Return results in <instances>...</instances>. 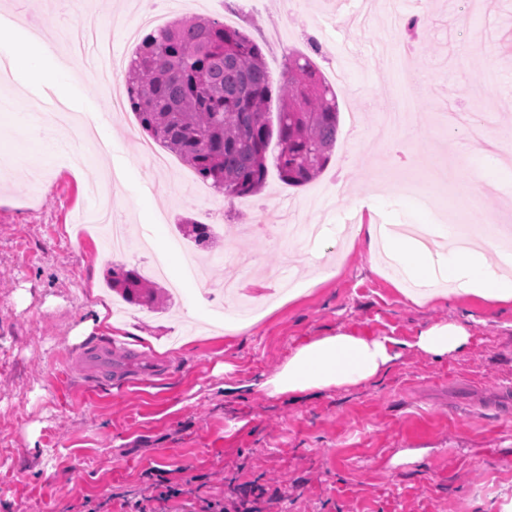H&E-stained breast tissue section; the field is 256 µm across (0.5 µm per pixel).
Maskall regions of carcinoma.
I'll return each instance as SVG.
<instances>
[{
  "label": "carcinoma",
  "mask_w": 512,
  "mask_h": 512,
  "mask_svg": "<svg viewBox=\"0 0 512 512\" xmlns=\"http://www.w3.org/2000/svg\"><path fill=\"white\" fill-rule=\"evenodd\" d=\"M125 87L142 130L229 201L264 186L271 142L273 164L290 186L319 177L336 146L337 93L314 60L291 54L276 86L260 44L217 19L182 20L146 35ZM274 97L281 107L273 124ZM214 237L210 225L192 224L196 246L206 249ZM111 278L126 303H151L154 292L138 270L114 265Z\"/></svg>",
  "instance_id": "carcinoma-1"
}]
</instances>
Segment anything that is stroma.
Wrapping results in <instances>:
<instances>
[{"mask_svg":"<svg viewBox=\"0 0 512 512\" xmlns=\"http://www.w3.org/2000/svg\"><path fill=\"white\" fill-rule=\"evenodd\" d=\"M252 4L178 0L167 18L204 15L245 31L261 41L277 81L308 37L322 44L315 62L337 92L340 123L325 172L308 185H287L272 170L261 192L228 201L179 158L154 166L134 113L109 112L96 79L80 80L65 103L83 129L112 124L110 140L75 141L81 164L38 154L16 126L0 123V158L36 167L31 180L0 177V512H208L225 498L246 499L253 512H512V431L504 427L512 412L502 402L512 388V303L450 295L445 280L438 297L415 302L377 264L367 235L336 232L356 197L373 194L376 223H441L396 191L431 155L449 162L433 188L439 197L452 199L467 170L497 184L456 212V223L512 221V141L503 137L512 128V0L492 11L486 0H420L398 6L394 19L363 0H300L286 17ZM0 21L46 36L56 58L77 24L31 0H0ZM275 26L277 42L265 43ZM385 39L410 47L417 124L379 142L373 129L398 100L395 68L377 50ZM96 181L111 182L113 208L131 229L114 259L100 237L73 224L90 210L87 187ZM272 206L297 223H321L320 234L285 252L258 243L246 228ZM212 208L223 221L210 269L197 280L180 272L156 280L165 291L180 281L182 298L158 311L127 306L108 330L83 333L94 304H114L112 263L141 268L146 240L168 257L181 221L208 223ZM283 264L304 293L261 304L238 334L215 324L221 297L196 301L201 281L248 283ZM451 320L470 326L469 347L444 359L413 347L421 330ZM339 331L400 339V356L350 389L262 390L296 347ZM112 343L130 378L85 383L80 350ZM228 384L238 393L225 394ZM149 478L177 484L180 496L143 501Z\"/></svg>","mask_w":512,"mask_h":512,"instance_id":"1","label":"stroma"}]
</instances>
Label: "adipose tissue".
Masks as SVG:
<instances>
[{
  "mask_svg": "<svg viewBox=\"0 0 512 512\" xmlns=\"http://www.w3.org/2000/svg\"><path fill=\"white\" fill-rule=\"evenodd\" d=\"M20 44L25 52L19 56L15 49ZM0 52L15 54L16 67L28 81L51 83L61 100L70 98L74 71L53 61L40 38L16 26L1 27ZM387 246L397 261L425 286L426 296H435V283L444 279L453 283L455 294L512 302V277L498 273L486 261L491 243L453 246L437 258L414 237L394 238ZM470 342L468 325L450 321L421 331L414 345L426 354L442 357L464 350ZM397 357V342L392 338H364L339 332L296 348L280 371L262 382L261 387L273 396L349 388L377 378Z\"/></svg>",
  "mask_w": 512,
  "mask_h": 512,
  "instance_id": "1",
  "label": "adipose tissue"
}]
</instances>
